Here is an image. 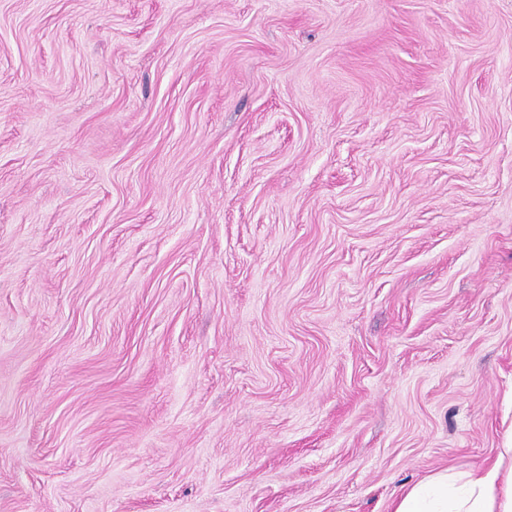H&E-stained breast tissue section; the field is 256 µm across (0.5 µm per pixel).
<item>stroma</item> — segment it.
<instances>
[{"label":"stroma","mask_w":512,"mask_h":512,"mask_svg":"<svg viewBox=\"0 0 512 512\" xmlns=\"http://www.w3.org/2000/svg\"><path fill=\"white\" fill-rule=\"evenodd\" d=\"M510 446L512 0H0V512Z\"/></svg>","instance_id":"35a3bbf8"}]
</instances>
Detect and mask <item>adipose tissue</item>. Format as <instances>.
I'll use <instances>...</instances> for the list:
<instances>
[{
    "instance_id": "adipose-tissue-1",
    "label": "adipose tissue",
    "mask_w": 512,
    "mask_h": 512,
    "mask_svg": "<svg viewBox=\"0 0 512 512\" xmlns=\"http://www.w3.org/2000/svg\"><path fill=\"white\" fill-rule=\"evenodd\" d=\"M391 512H512V464L498 459L463 472L430 474L405 488Z\"/></svg>"
}]
</instances>
